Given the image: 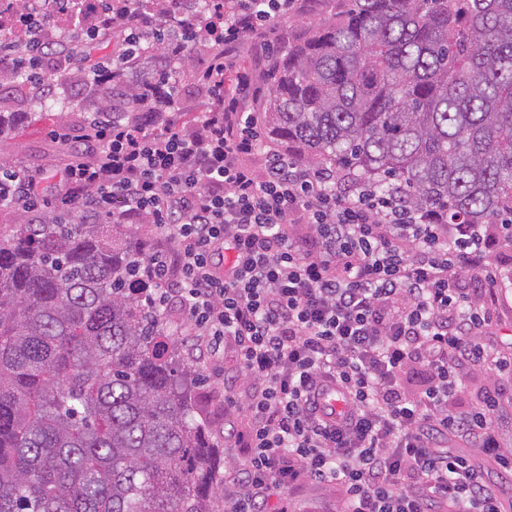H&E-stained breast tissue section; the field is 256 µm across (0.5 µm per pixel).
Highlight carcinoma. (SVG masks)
<instances>
[{"label": "carcinoma", "instance_id": "cac0c4a2", "mask_svg": "<svg viewBox=\"0 0 512 512\" xmlns=\"http://www.w3.org/2000/svg\"><path fill=\"white\" fill-rule=\"evenodd\" d=\"M320 2L276 51L267 140L433 224L512 225V0ZM96 44H54L48 104L69 107L77 87L98 112L140 110L131 69L164 104L173 73H151L147 38L110 74L73 77ZM38 99L0 73V132ZM148 257L128 225L66 208L0 240V512H213L224 449L197 419L165 314L136 287Z\"/></svg>", "mask_w": 512, "mask_h": 512}]
</instances>
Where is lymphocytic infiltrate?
<instances>
[{
    "instance_id": "1",
    "label": "lymphocytic infiltrate",
    "mask_w": 512,
    "mask_h": 512,
    "mask_svg": "<svg viewBox=\"0 0 512 512\" xmlns=\"http://www.w3.org/2000/svg\"><path fill=\"white\" fill-rule=\"evenodd\" d=\"M294 0H218L187 27L191 48L223 67L197 83L220 111L184 124L164 108L89 120L93 149L66 167L54 197L87 222H148L169 237L143 266L145 292L238 378L225 400L243 414L224 512H288L273 492L298 479L340 487V512H502L472 459L448 434L512 471L488 438L512 356L487 344L499 224H427L399 200L374 203L346 176L288 159L266 141L261 79L243 54L272 61L268 24ZM34 14L0 15V58L41 65ZM156 29L140 0H111L97 30L123 46ZM39 173H0V207L47 208Z\"/></svg>"
}]
</instances>
